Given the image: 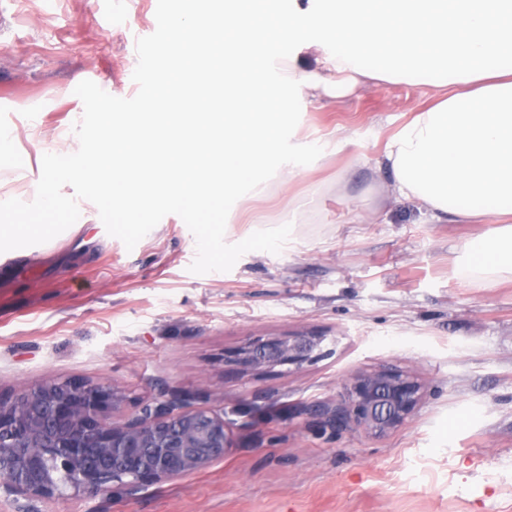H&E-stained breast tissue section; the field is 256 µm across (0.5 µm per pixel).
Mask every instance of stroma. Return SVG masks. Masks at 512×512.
<instances>
[{
	"mask_svg": "<svg viewBox=\"0 0 512 512\" xmlns=\"http://www.w3.org/2000/svg\"><path fill=\"white\" fill-rule=\"evenodd\" d=\"M0 0V196L29 201L44 154L79 147L84 80L130 98L137 38L157 0ZM430 97L373 82L306 111L282 97L271 121L297 137L352 145L291 175L266 156L268 189L234 204L225 240L279 225L306 202L280 254L252 251L227 272L191 273L196 241L165 216L134 249L110 236L94 204L52 240L0 263V397L50 382L101 384L121 423L160 392L224 416L223 459L167 481L106 494L0 493V512H512V282L459 271L481 224H434L409 201L386 202L372 160ZM88 247H81V240ZM322 334L296 371L241 376L224 355L254 338ZM389 369L423 388L412 416L382 437L320 427L348 379Z\"/></svg>",
	"mask_w": 512,
	"mask_h": 512,
	"instance_id": "35a3bbf8",
	"label": "stroma"
}]
</instances>
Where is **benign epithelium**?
Masks as SVG:
<instances>
[{"label": "benign epithelium", "instance_id": "benign-epithelium-1", "mask_svg": "<svg viewBox=\"0 0 512 512\" xmlns=\"http://www.w3.org/2000/svg\"><path fill=\"white\" fill-rule=\"evenodd\" d=\"M324 337L314 333L250 341L224 356L249 376L277 366L298 370L315 358ZM421 386L411 376L381 370L352 376L341 406L320 413L323 425L376 436L398 428L415 411ZM112 393L99 385L54 382L0 398V492L51 497L55 469L76 474V493H107L127 474L133 484L180 477L221 460L229 449L224 416L189 409L175 398L145 404L122 424L104 420Z\"/></svg>", "mask_w": 512, "mask_h": 512}]
</instances>
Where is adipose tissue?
Here are the masks:
<instances>
[{"label":"adipose tissue","instance_id":"adipose-tissue-1","mask_svg":"<svg viewBox=\"0 0 512 512\" xmlns=\"http://www.w3.org/2000/svg\"><path fill=\"white\" fill-rule=\"evenodd\" d=\"M235 28L248 31L251 49L224 69V98L241 106L233 135L292 172L313 170L353 138L284 148L275 129L255 125V109L278 91L280 64L300 111L339 82L428 88L432 105L386 143V192L437 224L486 225L465 246L462 267L477 281L512 282V0H289L274 28L233 9L199 35ZM267 42L279 55L255 56Z\"/></svg>","mask_w":512,"mask_h":512}]
</instances>
